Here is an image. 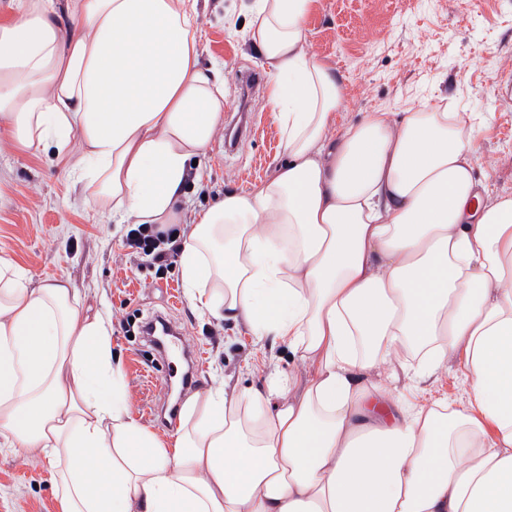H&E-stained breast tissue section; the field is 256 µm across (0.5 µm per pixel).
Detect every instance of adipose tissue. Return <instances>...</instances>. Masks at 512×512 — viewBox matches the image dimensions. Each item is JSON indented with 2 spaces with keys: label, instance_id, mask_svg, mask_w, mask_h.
Here are the masks:
<instances>
[{
  "label": "adipose tissue",
  "instance_id": "adipose-tissue-1",
  "mask_svg": "<svg viewBox=\"0 0 512 512\" xmlns=\"http://www.w3.org/2000/svg\"><path fill=\"white\" fill-rule=\"evenodd\" d=\"M316 0H253L285 158L199 213L190 298L315 368L285 397L219 386L173 441L133 418L106 313L0 259V430L48 462L59 512H512V197L474 177L458 112H370L306 49ZM0 21V116L119 224H174L189 162L224 120L199 65V0H16ZM65 15L60 26L57 15ZM82 151L73 154L71 141ZM411 387L455 366L460 406ZM374 379L384 385L391 387L396 386V389L393 391L395 397L403 395L417 405L425 404L430 402L431 399L442 397L446 398L448 402L458 403L465 401L467 395V388L461 375L456 372L455 369L449 368V366L448 372H443L439 380L429 385L427 391L424 393L417 392L410 388L406 385L407 380L405 379L397 384L392 383L390 373L385 368L379 370Z\"/></svg>",
  "mask_w": 512,
  "mask_h": 512
}]
</instances>
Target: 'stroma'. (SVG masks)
<instances>
[{
  "instance_id": "stroma-1",
  "label": "stroma",
  "mask_w": 512,
  "mask_h": 512,
  "mask_svg": "<svg viewBox=\"0 0 512 512\" xmlns=\"http://www.w3.org/2000/svg\"><path fill=\"white\" fill-rule=\"evenodd\" d=\"M243 0H208L199 18L200 64L219 65L224 113L236 112L240 77L265 72L252 46ZM307 49L330 66L341 86L338 127L368 112H406L421 104H445L464 112L476 130L475 176L490 197L512 196V0H317L306 21ZM252 122L233 154L216 134L191 167L179 221L192 223L225 193H243L269 177L284 157L274 123L268 81L249 96ZM81 186L51 154L34 153L0 137V257L35 281H65L86 314L108 309L112 357L131 415L162 439L179 420L160 421L161 407L183 408L190 394H205L216 377L264 388L269 372L290 387L313 374L282 342H257L240 322L200 312L178 266L158 268L133 260L123 245L126 225L110 207L89 208ZM164 314L182 334L179 349L153 350L138 336L140 321ZM376 381L392 383L388 370ZM395 384V383H392ZM396 395L421 405L435 398L465 401L456 370L420 393L406 383ZM0 512H57L43 457L10 447L0 434Z\"/></svg>"
}]
</instances>
